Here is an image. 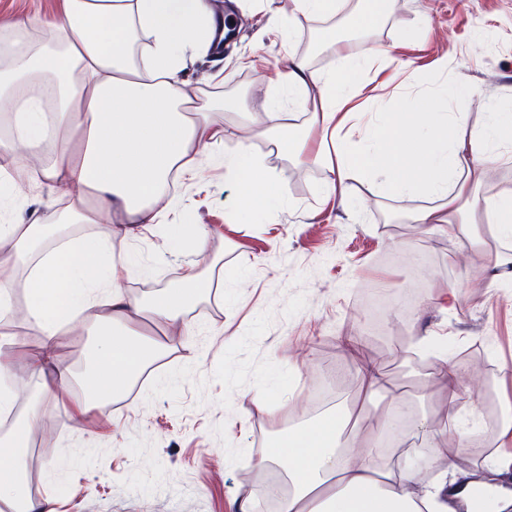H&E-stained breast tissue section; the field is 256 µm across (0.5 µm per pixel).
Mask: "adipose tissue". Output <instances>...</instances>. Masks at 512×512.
Here are the masks:
<instances>
[{
	"instance_id": "ef3b65f1",
	"label": "adipose tissue",
	"mask_w": 512,
	"mask_h": 512,
	"mask_svg": "<svg viewBox=\"0 0 512 512\" xmlns=\"http://www.w3.org/2000/svg\"><path fill=\"white\" fill-rule=\"evenodd\" d=\"M18 32H41L35 43L0 44V102L10 105L12 131L0 136V154L17 158L0 174V199L27 185V172L39 168L45 181L63 186L65 221L100 225L120 213L127 223L158 227L173 206L172 176L194 180L200 154L224 147V167L235 177L238 211L255 213L282 193L265 164L234 134L209 120L217 101L199 103L181 78L189 45L210 50L224 28L211 0H62L51 18L17 22ZM333 50L342 67L331 74L313 70L308 57L292 56L274 82L302 104L314 107L320 148H333L326 184L346 197L350 182L378 185L389 196L411 192L429 204L412 221L451 231L462 246L474 247L477 227L512 239V187L495 196L482 194L487 174L504 159L498 147L512 137V113H491L479 128L468 125L465 94H456L454 112H437L430 99L411 111L377 121L362 87L344 83L346 71L369 75L379 88L398 77L389 51L351 54L344 40ZM263 117L257 137L270 139L284 153H304L305 138L280 122L272 97L256 100ZM363 142L354 139L355 130ZM45 225L0 224V312H8L14 291L23 287V320L39 334V353L17 358L12 341L0 334V373L15 366L49 373L46 391L65 403L71 420L89 404L128 391L135 378L165 356L164 343L136 340L133 318L151 317L166 325L183 321L186 309L207 294L208 276L217 264L205 245L175 287L152 298L130 296L123 282L131 257L112 258L109 236H62L44 243ZM103 324V338L71 397L69 367L57 360L59 338L84 329L88 319ZM35 417L14 418L0 438V502L11 512H54L50 500L26 495L20 453ZM347 416L328 412L283 434L261 460L280 468L290 489L280 497V512H447L453 463L440 449L431 458L439 476L417 488L411 472L382 448V430H373L368 447L345 438Z\"/></svg>"
}]
</instances>
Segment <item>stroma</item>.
Segmentation results:
<instances>
[{"label":"stroma","mask_w":512,"mask_h":512,"mask_svg":"<svg viewBox=\"0 0 512 512\" xmlns=\"http://www.w3.org/2000/svg\"><path fill=\"white\" fill-rule=\"evenodd\" d=\"M230 12L236 37L220 59L191 49L182 73L201 98H234L237 109L213 118L261 158L285 196L260 214L237 213L234 184L224 172V147L198 179L177 181V203L163 213L169 234L131 241L112 237V253L136 254L140 266L129 294L150 298L176 284L196 259L193 229L207 230L219 256L216 291L194 303L182 328L162 336L157 320L134 327L164 340L167 355L146 368L128 393L94 404L81 422L65 424L56 399L38 375L15 368L0 383L25 384L16 403L37 419L24 450L27 493L48 498L55 512H227L272 484L287 487L279 469L259 463L276 433L322 416L340 403L369 415L372 429L388 397L363 402L357 369L383 371L391 395L405 397L417 419L445 421L448 392L441 373L459 366V385L471 401L457 420L468 445L437 439L455 468L454 479L487 475L500 416L495 405L512 395V276L492 277L489 265L512 254V241L492 238L489 251L464 249L447 232L411 223L425 197H389L352 184L345 202L325 186L321 165H300L270 142L251 137L246 117L268 79L289 55L307 56L322 73L335 70L334 53L312 48L323 21L297 13L293 0H212ZM60 0H0V36L15 21L50 15ZM292 23L282 41L271 19ZM395 47L412 77L378 92L381 118L432 97L448 109V88H465L469 122L512 111V0H396L387 21L355 38L351 51ZM64 199L53 187L26 190L9 207L15 221L56 222ZM454 287L460 299L445 310L436 298ZM99 327L61 337L57 353L83 379L86 353ZM471 350L469 359L458 354ZM267 409H259L258 399Z\"/></svg>","instance_id":"35a3bbf8"}]
</instances>
